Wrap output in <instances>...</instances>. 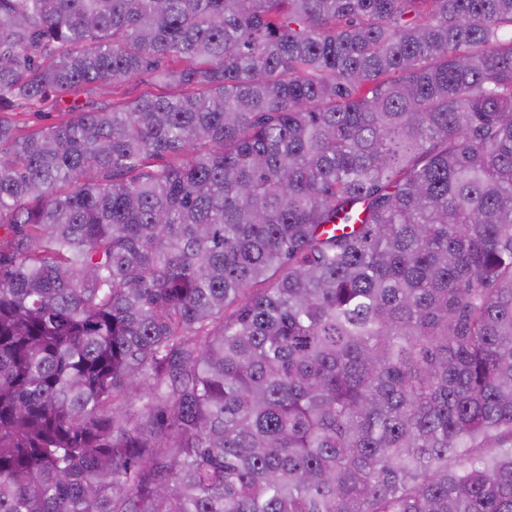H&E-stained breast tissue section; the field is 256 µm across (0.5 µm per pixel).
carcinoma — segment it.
Returning <instances> with one entry per match:
<instances>
[{
  "instance_id": "obj_1",
  "label": "carcinoma",
  "mask_w": 512,
  "mask_h": 512,
  "mask_svg": "<svg viewBox=\"0 0 512 512\" xmlns=\"http://www.w3.org/2000/svg\"><path fill=\"white\" fill-rule=\"evenodd\" d=\"M506 28L0 0V512H512Z\"/></svg>"
}]
</instances>
